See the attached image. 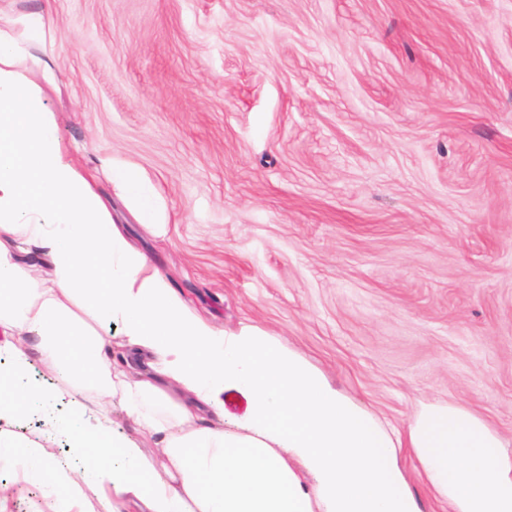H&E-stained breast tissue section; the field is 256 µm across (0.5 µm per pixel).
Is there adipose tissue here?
I'll return each instance as SVG.
<instances>
[{"instance_id":"obj_1","label":"adipose tissue","mask_w":512,"mask_h":512,"mask_svg":"<svg viewBox=\"0 0 512 512\" xmlns=\"http://www.w3.org/2000/svg\"><path fill=\"white\" fill-rule=\"evenodd\" d=\"M49 14L0 16V347L11 356L0 419L41 414L72 456L0 435V464L39 486L50 512H421L397 460L406 448L453 512H512V458L482 417L421 402L405 431H387L300 353L257 331L224 334L149 271L62 144L50 67L21 68ZM110 175L155 223L151 186L124 166ZM23 244L40 249L49 279L30 275ZM116 321L135 360L125 370L112 365ZM36 360L60 383L29 380ZM228 389L247 397L244 417L225 414ZM113 401L153 446L113 434Z\"/></svg>"}]
</instances>
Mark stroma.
I'll return each mask as SVG.
<instances>
[{
	"mask_svg": "<svg viewBox=\"0 0 512 512\" xmlns=\"http://www.w3.org/2000/svg\"><path fill=\"white\" fill-rule=\"evenodd\" d=\"M24 50L197 315L296 349L386 428L464 406L512 457V0H52ZM0 512L47 510L0 467ZM110 175L124 190L139 218L148 224L155 223L157 202L151 186L135 170L124 166H110Z\"/></svg>",
	"mask_w": 512,
	"mask_h": 512,
	"instance_id": "stroma-1",
	"label": "stroma"
}]
</instances>
